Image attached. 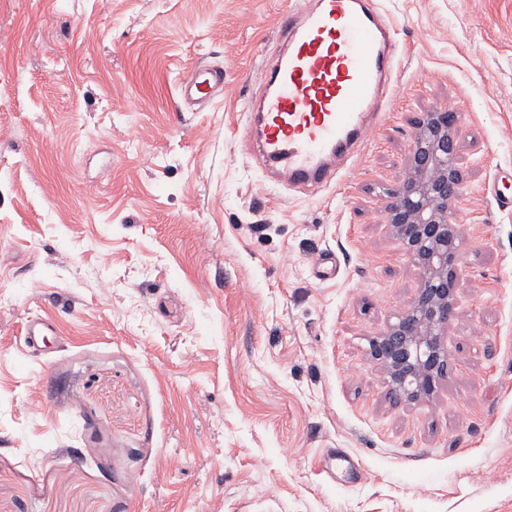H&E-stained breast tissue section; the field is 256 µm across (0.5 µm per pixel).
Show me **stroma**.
I'll return each mask as SVG.
<instances>
[{"instance_id":"35a3bbf8","label":"stroma","mask_w":512,"mask_h":512,"mask_svg":"<svg viewBox=\"0 0 512 512\" xmlns=\"http://www.w3.org/2000/svg\"><path fill=\"white\" fill-rule=\"evenodd\" d=\"M305 3L0 0V512H512V0H373L400 68L315 195L244 141ZM199 66L223 92L175 109ZM446 107L460 301L409 403L369 354L421 281L384 192Z\"/></svg>"}]
</instances>
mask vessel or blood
<instances>
[{
	"label": "vessel or blood",
	"mask_w": 512,
	"mask_h": 512,
	"mask_svg": "<svg viewBox=\"0 0 512 512\" xmlns=\"http://www.w3.org/2000/svg\"><path fill=\"white\" fill-rule=\"evenodd\" d=\"M284 38L273 66L256 73L248 139L280 182L317 193L376 124L399 54L371 0H316L289 14ZM223 87V71L194 69L179 79L176 104L210 101Z\"/></svg>",
	"instance_id": "vessel-or-blood-1"
}]
</instances>
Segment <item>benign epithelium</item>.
I'll list each match as a JSON object with an SVG mask.
<instances>
[{"mask_svg": "<svg viewBox=\"0 0 512 512\" xmlns=\"http://www.w3.org/2000/svg\"><path fill=\"white\" fill-rule=\"evenodd\" d=\"M461 113L425 112L415 122L404 182L386 192L387 223L399 248L422 271L419 292L398 322L370 342V356L391 393L409 402L429 397L448 367L444 338L458 307L462 232L449 215L460 198L457 131Z\"/></svg>", "mask_w": 512, "mask_h": 512, "instance_id": "7a95c632", "label": "benign epithelium"}]
</instances>
